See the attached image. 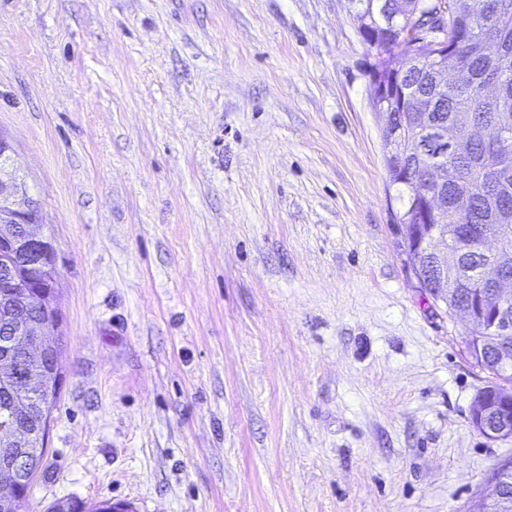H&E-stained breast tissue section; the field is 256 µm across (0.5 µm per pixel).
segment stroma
I'll return each instance as SVG.
<instances>
[{
  "mask_svg": "<svg viewBox=\"0 0 512 512\" xmlns=\"http://www.w3.org/2000/svg\"><path fill=\"white\" fill-rule=\"evenodd\" d=\"M353 0H0V179L54 240L22 512H467L512 438L408 270ZM53 337L56 339V341L58 343L59 352L57 354L56 359H54L53 357H49L48 359L45 360V362L42 366V374L46 378V384H45L44 395H43L44 400L54 408L56 405L57 398H58V390H59V386L56 385V382H57V379H59V382H60V378H61V372L59 371L60 370L59 359H60V351H61L62 343H59L61 341V336H59L57 333H56V336H53ZM54 367L56 368V375L54 378H49L47 372L53 371ZM490 413L498 418L499 425L484 427L483 435L490 440L498 441L502 439L512 438V415L507 416L506 414H499L496 407H485L483 404V398H479L473 406L471 411V418L477 416L480 419H485ZM511 420V427H510Z\"/></svg>",
  "mask_w": 512,
  "mask_h": 512,
  "instance_id": "35a3bbf8",
  "label": "stroma"
}]
</instances>
